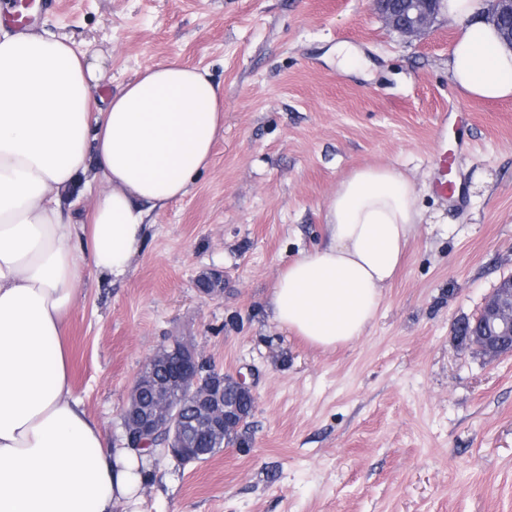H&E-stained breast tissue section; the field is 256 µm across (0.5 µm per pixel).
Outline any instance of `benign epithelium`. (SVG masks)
<instances>
[{"mask_svg": "<svg viewBox=\"0 0 512 512\" xmlns=\"http://www.w3.org/2000/svg\"><path fill=\"white\" fill-rule=\"evenodd\" d=\"M488 19L499 26L512 49V0H489ZM392 30L406 37L428 32L441 13L442 0H374ZM207 297L224 294V274L210 273L199 282ZM476 352L489 361L512 353V278L484 300L465 331ZM123 445L138 451L157 442L185 461L199 462L226 431L238 430L242 413L224 407V374L208 367L195 343L174 336L148 360L132 387L122 416Z\"/></svg>", "mask_w": 512, "mask_h": 512, "instance_id": "benign-epithelium-1", "label": "benign epithelium"}]
</instances>
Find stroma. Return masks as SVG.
Listing matches in <instances>:
<instances>
[{"label": "stroma", "mask_w": 512, "mask_h": 512, "mask_svg": "<svg viewBox=\"0 0 512 512\" xmlns=\"http://www.w3.org/2000/svg\"><path fill=\"white\" fill-rule=\"evenodd\" d=\"M32 26L103 58L99 98L164 60L224 87L209 168L150 212L126 279L84 271L68 318L74 391L113 441L171 337L251 376L249 447L155 453L145 512H512V355L486 361L460 334L512 277V100L459 96L455 22L410 39L371 0H45ZM342 42L368 74L337 68ZM443 143L457 198L436 190ZM379 163L422 189L423 222L365 336L315 348L267 298L340 181ZM213 271L224 293L200 297Z\"/></svg>", "instance_id": "obj_1"}]
</instances>
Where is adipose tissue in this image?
<instances>
[{
  "label": "adipose tissue",
  "instance_id": "ef3b65f1",
  "mask_svg": "<svg viewBox=\"0 0 512 512\" xmlns=\"http://www.w3.org/2000/svg\"><path fill=\"white\" fill-rule=\"evenodd\" d=\"M457 23L448 76L463 98L512 99V49L483 0H445ZM100 61L65 38L0 31V512H144L149 470L108 441L74 393L63 338L82 265L121 279L150 211L190 194L224 127L207 70L145 66L92 101ZM106 185L74 223L88 165ZM422 222L420 193L390 164L344 177L324 239L280 272L273 320L333 349L364 336Z\"/></svg>",
  "mask_w": 512,
  "mask_h": 512
}]
</instances>
